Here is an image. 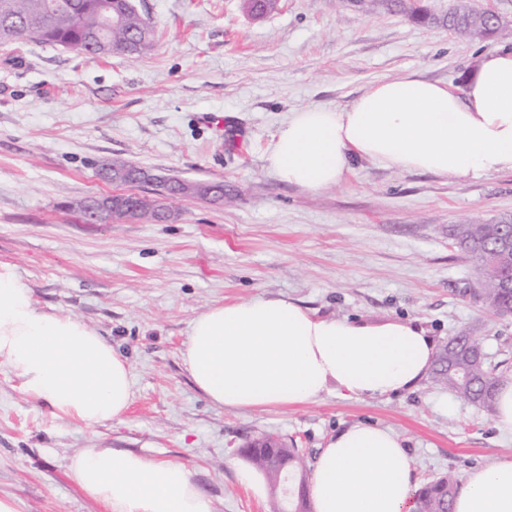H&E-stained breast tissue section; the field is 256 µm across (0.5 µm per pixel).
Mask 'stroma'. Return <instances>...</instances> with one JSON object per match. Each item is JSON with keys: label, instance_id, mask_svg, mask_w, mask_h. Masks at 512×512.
Segmentation results:
<instances>
[{"label": "stroma", "instance_id": "obj_1", "mask_svg": "<svg viewBox=\"0 0 512 512\" xmlns=\"http://www.w3.org/2000/svg\"><path fill=\"white\" fill-rule=\"evenodd\" d=\"M157 31L149 54L90 59L48 44L0 48V263L37 304L96 327L131 364L122 422L85 427L52 415L0 368V496L21 512H102L70 475L84 448L181 462L214 512H275L262 475L242 484L247 442L275 435L308 461L343 428L369 422L401 439L418 483L512 457L490 413L430 381L373 401L332 394L250 411L212 405L182 353L192 320L217 303L296 300L320 316L410 320L437 343L482 337L512 370V314L475 293V263L452 244L459 224L512 213V173L444 179L358 162L342 184L310 191L279 180L266 151L288 116L345 107L369 85L408 73L464 90L477 56L512 40H473L340 0H278L252 17L244 0H137ZM224 184V197L138 193L166 223L85 221L78 208L116 193L99 164Z\"/></svg>", "mask_w": 512, "mask_h": 512}]
</instances>
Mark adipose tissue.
<instances>
[{
	"instance_id": "obj_1",
	"label": "adipose tissue",
	"mask_w": 512,
	"mask_h": 512,
	"mask_svg": "<svg viewBox=\"0 0 512 512\" xmlns=\"http://www.w3.org/2000/svg\"><path fill=\"white\" fill-rule=\"evenodd\" d=\"M366 160L441 178L512 172V49L480 54L463 93L409 73L370 85L349 106L291 113L266 154L269 169L311 191L340 185ZM436 343L404 321L319 317L284 298L215 304L196 316L183 352L195 385L216 407L252 410L362 401L416 389ZM0 366L53 415L93 427L122 420L131 366L84 321L40 309L14 268L0 263ZM68 470L106 512H214L182 463L120 448H84ZM417 484L399 437L364 423L321 449L310 483L315 512H416ZM453 512H512V458L471 470Z\"/></svg>"
}]
</instances>
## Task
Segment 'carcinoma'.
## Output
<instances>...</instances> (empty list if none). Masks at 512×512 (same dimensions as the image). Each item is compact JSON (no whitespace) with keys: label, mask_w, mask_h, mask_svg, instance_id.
<instances>
[{"label":"carcinoma","mask_w":512,"mask_h":512,"mask_svg":"<svg viewBox=\"0 0 512 512\" xmlns=\"http://www.w3.org/2000/svg\"><path fill=\"white\" fill-rule=\"evenodd\" d=\"M379 5L389 10L409 12L424 23L439 24L470 39H491L504 35L505 27L494 14L462 2L455 4L442 16L427 12L414 0H381ZM110 15L116 23L107 27L104 16ZM16 41L36 44H54L83 54L108 56L112 53L130 58L140 57L156 46V30L149 18L128 6L127 0H0V46ZM164 194L171 197L194 195V187L173 177ZM143 216L151 220L160 217L164 223L171 212L154 201H142ZM465 245L460 250L477 262L480 281L479 296L483 303L498 313L512 312V288L500 287L501 278L510 267H495L484 255L483 248L490 245L498 226L495 224H468ZM512 380L506 373L487 363L479 339L475 336L461 343L451 355L440 350L436 355L431 381L485 411L493 412L494 392L501 383ZM288 468L298 471L300 484L297 501L308 507L309 477L305 454L299 448H289ZM249 461L260 471L270 485L281 477L267 465L264 455L253 454ZM458 479L444 474L426 483L418 492V512H452Z\"/></svg>","instance_id":"obj_1"}]
</instances>
